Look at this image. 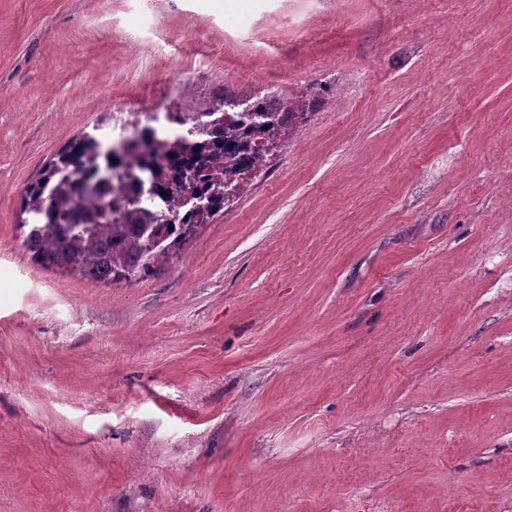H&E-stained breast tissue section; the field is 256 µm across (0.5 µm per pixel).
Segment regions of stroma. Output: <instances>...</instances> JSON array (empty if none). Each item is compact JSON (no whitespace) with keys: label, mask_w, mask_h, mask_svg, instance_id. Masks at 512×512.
Instances as JSON below:
<instances>
[{"label":"stroma","mask_w":512,"mask_h":512,"mask_svg":"<svg viewBox=\"0 0 512 512\" xmlns=\"http://www.w3.org/2000/svg\"><path fill=\"white\" fill-rule=\"evenodd\" d=\"M180 75L318 107L149 272L36 264ZM0 512H512V0H0Z\"/></svg>","instance_id":"obj_1"}]
</instances>
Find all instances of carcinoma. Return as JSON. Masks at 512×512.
<instances>
[{"mask_svg": "<svg viewBox=\"0 0 512 512\" xmlns=\"http://www.w3.org/2000/svg\"><path fill=\"white\" fill-rule=\"evenodd\" d=\"M315 103L276 96L269 110L247 111L235 94L215 91L184 134L155 150L142 143L152 161L147 199L137 177L124 183L104 173L112 167L110 155L93 174L84 175L100 143L83 133L25 187L20 202L24 247L45 269L66 268L106 283L130 281L167 260L197 226L244 191L251 141H257L256 161L263 168L287 126L306 119ZM107 195L110 199L98 207L85 206V198ZM173 196L183 198V209L170 206Z\"/></svg>", "mask_w": 512, "mask_h": 512, "instance_id": "carcinoma-1", "label": "carcinoma"}]
</instances>
